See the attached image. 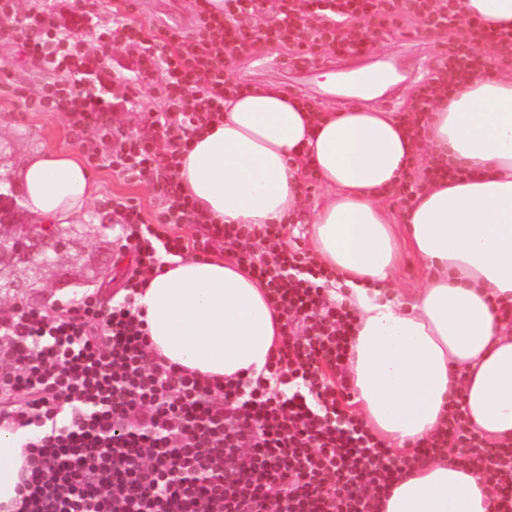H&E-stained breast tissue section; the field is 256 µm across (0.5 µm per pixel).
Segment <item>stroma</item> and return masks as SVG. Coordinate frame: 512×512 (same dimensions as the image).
Listing matches in <instances>:
<instances>
[{"label":"stroma","mask_w":512,"mask_h":512,"mask_svg":"<svg viewBox=\"0 0 512 512\" xmlns=\"http://www.w3.org/2000/svg\"><path fill=\"white\" fill-rule=\"evenodd\" d=\"M124 7L125 17L136 21L177 22L188 28L194 22L196 0H101L103 19H111L113 7ZM405 27L407 36L377 34L367 54L340 58L344 70H352L367 64L381 63L383 57L397 56L403 70L412 69L418 60L435 63L452 38L451 31L424 30L418 19H409ZM316 73L304 71L301 65L289 62L284 49L271 44H259L255 53L234 58L227 65L233 80L257 85L276 84L296 94L314 107L332 105L338 108L348 105V98L329 91L322 83V72L328 70L329 61L316 62ZM44 73L37 61L29 59L19 40L0 36V130L12 139L10 162L19 159L32 147H50L80 150L86 134L72 128L64 113L35 108L33 101L42 84ZM91 173L99 184V198L91 208L96 223L109 225L116 219L112 201L122 198L138 205L147 223H157L160 217V201L151 187L122 179L104 166H91ZM103 257L107 260L109 276H94L81 285H69L56 289L59 297L79 296L103 288L120 289L127 266L119 256V244L115 232L102 235L84 234L77 238L71 252L70 267L78 269L89 259Z\"/></svg>","instance_id":"1"}]
</instances>
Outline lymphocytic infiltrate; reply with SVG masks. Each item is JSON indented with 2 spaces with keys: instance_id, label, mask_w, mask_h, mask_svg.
<instances>
[{
  "instance_id": "f902f5d3",
  "label": "lymphocytic infiltrate",
  "mask_w": 512,
  "mask_h": 512,
  "mask_svg": "<svg viewBox=\"0 0 512 512\" xmlns=\"http://www.w3.org/2000/svg\"><path fill=\"white\" fill-rule=\"evenodd\" d=\"M85 7L58 21L40 10L20 13L0 0L12 38L45 73L42 106L87 129L88 158L123 179L156 190L162 227L115 200L121 247L134 257L122 302L102 309L92 297L53 311L0 314L8 341L0 360V418L31 429L28 476L18 512H380L382 497L424 458L453 452L493 489V512H512V442L492 445L461 411L409 457L395 454L344 410L354 318L327 299L330 280L283 224H211L178 191L177 168L190 130L210 122L238 93L227 60L256 42L285 47L296 59L317 51L362 52L357 25L402 33L414 17L443 30L460 0H224L223 18L197 11L191 29L157 31L116 15L83 30ZM131 57L124 82L149 71V100L91 94L86 77L113 85L99 60L106 49ZM512 64V31L469 20L409 106L425 113L462 80L493 63ZM141 114L146 135L125 133L114 110ZM193 224L195 237H169L166 226ZM222 251L248 264L282 309L285 341L268 377L225 383L153 361L135 297L146 271L165 255Z\"/></svg>"
}]
</instances>
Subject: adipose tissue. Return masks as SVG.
<instances>
[{"label":"adipose tissue","instance_id":"ef3b65f1","mask_svg":"<svg viewBox=\"0 0 512 512\" xmlns=\"http://www.w3.org/2000/svg\"><path fill=\"white\" fill-rule=\"evenodd\" d=\"M464 16L512 30V0H462ZM357 104L313 114L299 98L258 86L229 98L222 116L190 135L176 182L212 224H278L305 207L302 167L324 196L310 217L312 254L344 285L357 315L349 373L357 415L389 445L429 438L460 404L491 442H512V73L461 84L420 133L400 113L365 107L393 82L384 68L355 73ZM447 161L451 179L425 184L392 224L380 198L412 163ZM35 224H76L99 186L74 151L30 149L17 172ZM410 249L428 276L410 299L380 286ZM155 358L215 380L260 372L284 316L244 264L219 255L167 257L137 301ZM28 435L0 422V512H14ZM490 491L455 456L416 466L383 496L380 512H489Z\"/></svg>","mask_w":512,"mask_h":512}]
</instances>
